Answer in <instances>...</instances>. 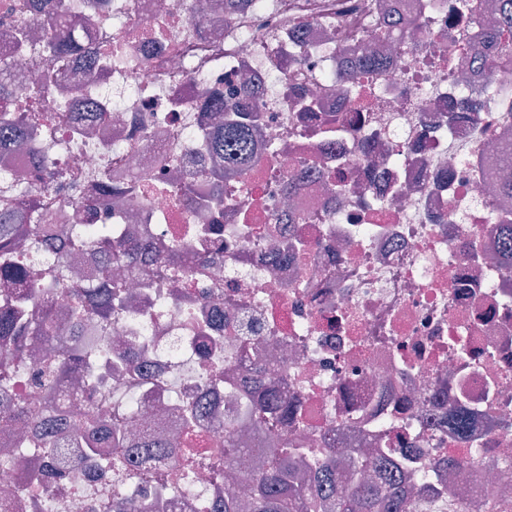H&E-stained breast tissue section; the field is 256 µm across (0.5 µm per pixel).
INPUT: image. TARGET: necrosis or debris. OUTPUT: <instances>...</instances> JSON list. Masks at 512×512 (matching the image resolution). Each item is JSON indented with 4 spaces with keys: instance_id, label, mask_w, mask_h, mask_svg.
<instances>
[{
    "instance_id": "1",
    "label": "necrosis or debris",
    "mask_w": 512,
    "mask_h": 512,
    "mask_svg": "<svg viewBox=\"0 0 512 512\" xmlns=\"http://www.w3.org/2000/svg\"><path fill=\"white\" fill-rule=\"evenodd\" d=\"M71 0L80 50L58 61L45 0H0V115L53 121L25 149L0 145V208L36 200L49 224H119L154 258L182 242L185 287L136 279V307L85 316L86 341L132 362L95 370L108 396L71 391L65 412L112 423L137 405L178 454L132 482L112 448L59 478L0 465V512H212L224 497V413L240 378L262 374L300 406L302 448H375L401 460L459 454L448 428L471 414L472 471L456 496L476 512L486 488L512 499V271L491 259L512 223L493 187L512 182V62L473 54L486 0L453 23L458 0ZM405 34L374 38L389 10ZM374 45L368 105L354 112L350 64ZM48 93L29 98L36 83ZM254 83L261 124L246 176L214 162L212 91ZM319 102L306 112L302 97ZM220 227L218 237L204 235ZM278 352L260 368L247 347ZM206 398L201 421L168 408Z\"/></svg>"
}]
</instances>
